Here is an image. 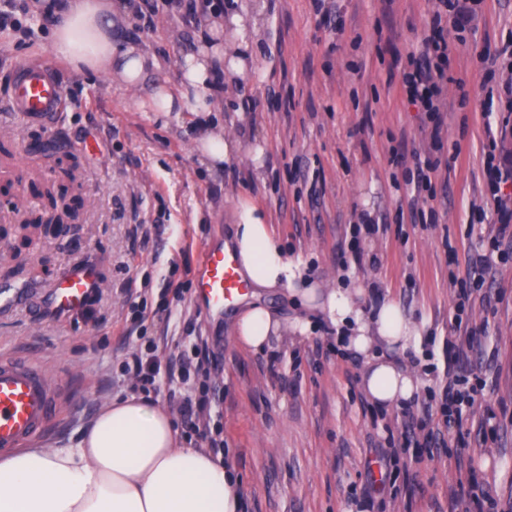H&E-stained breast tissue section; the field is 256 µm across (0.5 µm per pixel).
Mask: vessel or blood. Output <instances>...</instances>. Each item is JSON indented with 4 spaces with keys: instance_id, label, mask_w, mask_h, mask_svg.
Returning a JSON list of instances; mask_svg holds the SVG:
<instances>
[{
    "instance_id": "vessel-or-blood-1",
    "label": "vessel or blood",
    "mask_w": 512,
    "mask_h": 512,
    "mask_svg": "<svg viewBox=\"0 0 512 512\" xmlns=\"http://www.w3.org/2000/svg\"><path fill=\"white\" fill-rule=\"evenodd\" d=\"M10 107L32 123H54L67 106L63 88L43 60L19 65L7 90ZM100 279L92 267L78 265L62 275L51 291L61 314L82 311ZM199 296L213 314H223L248 285L234 256L217 246L206 247L197 273ZM63 390L37 362L22 355H0V452L22 447L44 436L60 415Z\"/></svg>"
}]
</instances>
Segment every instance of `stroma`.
<instances>
[{
    "label": "stroma",
    "mask_w": 512,
    "mask_h": 512,
    "mask_svg": "<svg viewBox=\"0 0 512 512\" xmlns=\"http://www.w3.org/2000/svg\"><path fill=\"white\" fill-rule=\"evenodd\" d=\"M436 0H224L220 40L243 72L227 71L211 121L236 151L219 167L202 164L191 129L195 112H155V84L176 86L180 60L200 30L160 0L151 23L128 16L121 37L155 53L163 67L137 89L78 71L57 58L50 33L0 31V88L16 67L52 64L73 104L60 124H28L0 111V287L21 291L0 307V354L64 364L69 399L45 446H72L111 399L133 385L122 365L142 338L161 361L207 337L222 366L224 458L240 478L241 512H512V241L507 260L488 272L475 263L498 231L487 191L484 151L497 134L512 159V101L505 72L482 69L480 54L512 44V0H483L462 39H451L441 96L443 148L432 172L434 196L409 182L414 154L431 147L402 82L408 55L422 46ZM246 38H238L235 23ZM95 138L101 155L80 148ZM72 208L68 239L39 228L15 251L17 224L50 214V196ZM261 208L303 279L323 290L362 288L356 302L396 301L425 324L421 357L404 368L420 382L413 409L439 403L433 371L453 334L456 291L485 277L471 322L488 323L461 356L484 376L485 404L474 407L464 442L441 448L389 447L400 433L399 407L374 406L361 385L364 357L336 349L327 313L285 288L259 300L280 322L253 350L233 331L237 309L217 316L197 297L202 251L228 241L242 204ZM375 224L351 250V227ZM95 266L104 285L93 318L56 317L46 301L73 264ZM169 302V320L155 317ZM308 322L307 333L296 324ZM388 448L387 460L376 451ZM489 495L460 499L459 482Z\"/></svg>",
    "instance_id": "obj_1"
}]
</instances>
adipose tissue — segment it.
Listing matches in <instances>:
<instances>
[{"instance_id": "ef3b65f1", "label": "adipose tissue", "mask_w": 512, "mask_h": 512, "mask_svg": "<svg viewBox=\"0 0 512 512\" xmlns=\"http://www.w3.org/2000/svg\"><path fill=\"white\" fill-rule=\"evenodd\" d=\"M129 13L126 0H68L53 29L52 49L75 69L112 74L126 87H139L161 64L135 44L113 38V15ZM223 30L220 15L203 27L195 50L181 61L179 88L153 89L155 111L211 112L224 74V49L216 40ZM227 248L252 287H288L302 276L255 206H242ZM325 300L343 332L344 349L369 358L363 384L370 399L385 406L412 400L419 390L412 375L369 352L379 339L403 355L419 354L421 327L388 298L368 312L346 288ZM278 328L265 306L252 304L235 331L240 343L259 349ZM239 484L222 455L179 446L168 412L130 394L102 407L77 447L20 448L1 456L0 512H239Z\"/></svg>"}]
</instances>
